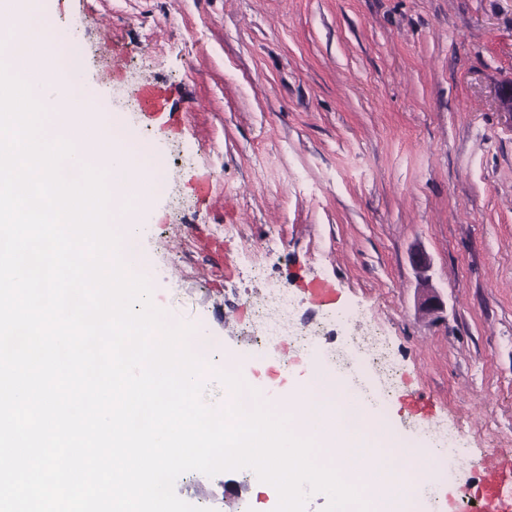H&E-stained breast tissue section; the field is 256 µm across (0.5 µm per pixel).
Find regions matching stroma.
<instances>
[{"instance_id":"stroma-1","label":"stroma","mask_w":512,"mask_h":512,"mask_svg":"<svg viewBox=\"0 0 512 512\" xmlns=\"http://www.w3.org/2000/svg\"><path fill=\"white\" fill-rule=\"evenodd\" d=\"M78 32V69L119 121L147 136L168 188L139 251L159 307L201 326L264 386L270 323L288 289L296 331L323 308L364 312L317 339L325 366L380 378L386 420L414 432L413 393L459 450L447 470L475 486L512 448V0H27ZM166 92L170 128L135 111ZM208 179L211 193L193 190ZM224 245L215 258L210 242ZM432 262L422 282L414 251ZM441 297L421 310L424 288ZM357 336L356 350L348 343ZM385 354L370 363L374 345ZM246 470L189 471L176 495L202 512H273Z\"/></svg>"}]
</instances>
